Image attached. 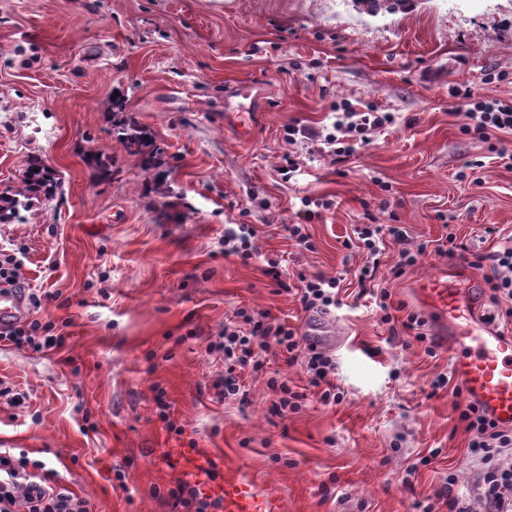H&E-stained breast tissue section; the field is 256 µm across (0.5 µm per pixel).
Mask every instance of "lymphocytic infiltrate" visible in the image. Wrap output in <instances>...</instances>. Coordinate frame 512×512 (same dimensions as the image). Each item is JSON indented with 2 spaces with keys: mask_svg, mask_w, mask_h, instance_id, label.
<instances>
[{
  "mask_svg": "<svg viewBox=\"0 0 512 512\" xmlns=\"http://www.w3.org/2000/svg\"><path fill=\"white\" fill-rule=\"evenodd\" d=\"M467 104L460 130L480 140H490L501 134H512V100H485L474 96L471 90L460 93ZM397 122L394 113L374 109H358L346 104L334 125L333 133L324 142L328 155L335 164L347 162L357 145L370 143L374 134ZM390 239L398 259L390 267V278L398 279L415 266L419 257L427 253L448 259H469L475 269L487 270L486 282L495 307L489 320L503 333L512 334V234L499 250L471 253L455 234H448L443 243L428 248L421 243L408 247L407 235L395 224H368L358 231V239L368 256L380 253L383 239ZM266 276L279 284L281 290L294 295L302 311L326 313L339 304L337 289L340 281L320 273L298 274L295 283L283 282L276 260H268ZM242 327H225L208 351L221 352L224 375L216 385L221 398H235L248 403L249 392L242 383L244 372H262L269 358L301 364L308 384L316 389L322 403L340 402L341 395L332 381V358L310 342L295 327L271 319L268 314H254L242 309L238 312ZM68 334L51 320L38 318L17 321L0 329V343L22 349L39 351L47 347H63ZM458 420L470 435L468 443L474 468V488L486 512H512V466H503L501 456L512 451V429L498 426L474 402L458 404ZM45 464L22 456L15 458L0 452V512H90L88 503L74 492L46 485L43 476Z\"/></svg>",
  "mask_w": 512,
  "mask_h": 512,
  "instance_id": "obj_1",
  "label": "lymphocytic infiltrate"
}]
</instances>
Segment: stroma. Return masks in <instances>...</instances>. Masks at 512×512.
Instances as JSON below:
<instances>
[{"label":"stroma","mask_w":512,"mask_h":512,"mask_svg":"<svg viewBox=\"0 0 512 512\" xmlns=\"http://www.w3.org/2000/svg\"><path fill=\"white\" fill-rule=\"evenodd\" d=\"M250 85L243 139L224 104ZM464 86L512 99V0H380L373 15L359 0H0V193L30 161L58 182L0 222V254L56 293L41 319L71 323L62 348L0 345V380L25 396L0 403V452L45 462L91 512H171L166 491L195 447L277 486L285 512H423L451 475L458 512H482L457 398L431 388L452 372L448 351L405 347L376 304L384 289L390 308L415 311L411 288L453 262L427 254L391 280L385 244L362 283L366 254L344 245L369 222L415 245L453 232L478 253L512 233V168L493 154L512 135L460 131ZM344 102L398 123L341 165L321 138L289 140L296 122L331 131ZM127 123L150 131L159 167L124 151ZM288 155L298 168L283 176ZM239 224L262 252L247 265L224 253ZM287 224L306 225L314 251ZM269 257L287 279L339 278V306L303 312L264 275ZM242 308L319 324L340 403L311 392L273 413L267 377L307 385L281 359L249 380L251 405L219 399L224 360L207 346ZM160 393L183 435L159 419Z\"/></svg>","instance_id":"stroma-1"}]
</instances>
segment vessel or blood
Listing matches in <instances>:
<instances>
[{"label": "vessel or blood", "mask_w": 512, "mask_h": 512, "mask_svg": "<svg viewBox=\"0 0 512 512\" xmlns=\"http://www.w3.org/2000/svg\"><path fill=\"white\" fill-rule=\"evenodd\" d=\"M416 303L431 319L434 336L454 354L453 370L463 396L476 403L499 426L512 428V336L490 328L480 313L481 287L470 282L455 288L434 279L416 288ZM24 312L19 294L0 292V327ZM200 453L183 457V473L205 494L221 499L223 512H284L278 488H258L237 469L228 467L220 480H210Z\"/></svg>", "instance_id": "b4317fda"}]
</instances>
